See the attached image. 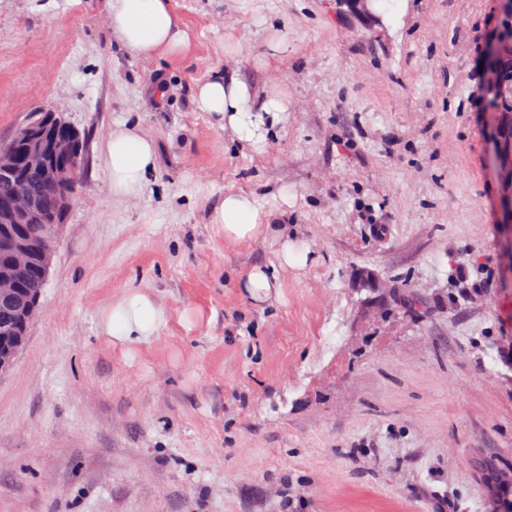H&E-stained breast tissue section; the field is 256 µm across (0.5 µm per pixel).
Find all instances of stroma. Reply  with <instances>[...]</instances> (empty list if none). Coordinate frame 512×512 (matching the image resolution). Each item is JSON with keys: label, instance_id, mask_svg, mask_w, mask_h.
I'll use <instances>...</instances> for the list:
<instances>
[{"label": "stroma", "instance_id": "stroma-1", "mask_svg": "<svg viewBox=\"0 0 512 512\" xmlns=\"http://www.w3.org/2000/svg\"><path fill=\"white\" fill-rule=\"evenodd\" d=\"M173 4L187 45L144 59L104 0H0V140L56 105L88 137L0 374V512H431L439 495L493 512L479 464L512 467V179L475 90L505 0ZM223 65L287 98L266 143L195 109ZM126 125L157 164L119 197L103 149ZM227 191L309 249L279 302L237 286L277 245L225 243L208 212ZM367 272L375 287H355ZM131 289L170 319L124 349L100 317Z\"/></svg>", "mask_w": 512, "mask_h": 512}]
</instances>
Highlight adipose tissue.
Listing matches in <instances>:
<instances>
[{
  "label": "adipose tissue",
  "instance_id": "1",
  "mask_svg": "<svg viewBox=\"0 0 512 512\" xmlns=\"http://www.w3.org/2000/svg\"><path fill=\"white\" fill-rule=\"evenodd\" d=\"M112 35L125 49L141 57L171 55L181 51L187 34L171 0H106ZM200 111L209 115L213 127L231 130L241 141L257 145L270 137L288 106L283 99L256 101L250 87L233 69L216 68L193 90ZM105 164L112 192L121 197L138 194L155 169V144L133 127L113 130L105 144ZM273 211L264 209L250 195L226 192L209 211L213 229L230 244L261 237L278 244V264L252 266L240 277L241 292L256 303L280 298L279 269H301L309 251L289 240L275 223ZM169 321L168 310L149 293L125 292L103 316L100 329L113 345L128 348L157 336Z\"/></svg>",
  "mask_w": 512,
  "mask_h": 512
}]
</instances>
